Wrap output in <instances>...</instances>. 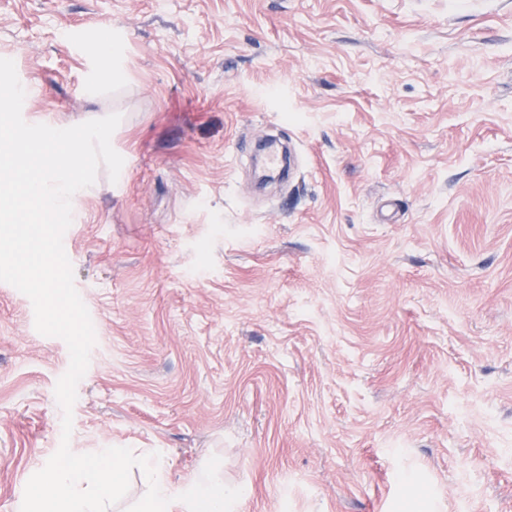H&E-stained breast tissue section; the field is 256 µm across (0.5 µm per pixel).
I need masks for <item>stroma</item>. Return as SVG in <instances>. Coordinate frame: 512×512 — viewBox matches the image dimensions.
I'll use <instances>...</instances> for the list:
<instances>
[{
  "label": "stroma",
  "mask_w": 512,
  "mask_h": 512,
  "mask_svg": "<svg viewBox=\"0 0 512 512\" xmlns=\"http://www.w3.org/2000/svg\"><path fill=\"white\" fill-rule=\"evenodd\" d=\"M0 58L34 121L122 116L71 224V448L216 454L238 512H512V0H0ZM273 136L261 189L233 150ZM69 362L0 282V512ZM111 41V35L106 30L99 31L93 35V49L95 56L100 61L101 69L97 79L95 80L97 70L94 67L89 68L83 85V89H86L93 83L89 87L90 94L93 96L98 94L101 88H103L108 81L114 84L121 79L120 72L112 67Z\"/></svg>",
  "instance_id": "stroma-1"
}]
</instances>
